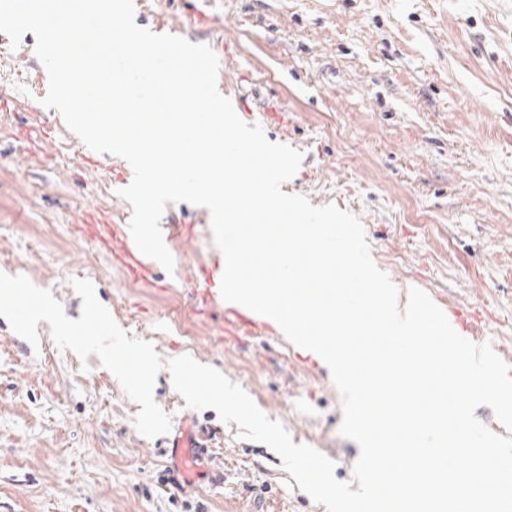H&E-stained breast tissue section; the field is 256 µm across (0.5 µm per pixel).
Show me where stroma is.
Listing matches in <instances>:
<instances>
[{
	"label": "stroma",
	"mask_w": 512,
	"mask_h": 512,
	"mask_svg": "<svg viewBox=\"0 0 512 512\" xmlns=\"http://www.w3.org/2000/svg\"><path fill=\"white\" fill-rule=\"evenodd\" d=\"M194 0H147L141 27L224 45L218 78L247 106L287 113L269 141L304 155L289 193L356 215L375 264L399 291L481 306L479 332L512 367V0H224L190 20ZM36 38L0 45V272L27 276L79 319L71 279L90 280L128 336L163 359L191 356L241 386L351 480L358 445L339 433L328 367L273 334L237 337L221 313L195 315L186 275L220 255L210 225L175 246V275L128 278L76 224H116L119 157L87 162L40 103ZM30 345L0 317V512H326L266 445L238 439L214 409L208 475L174 484L167 439L97 356Z\"/></svg>",
	"instance_id": "stroma-1"
}]
</instances>
